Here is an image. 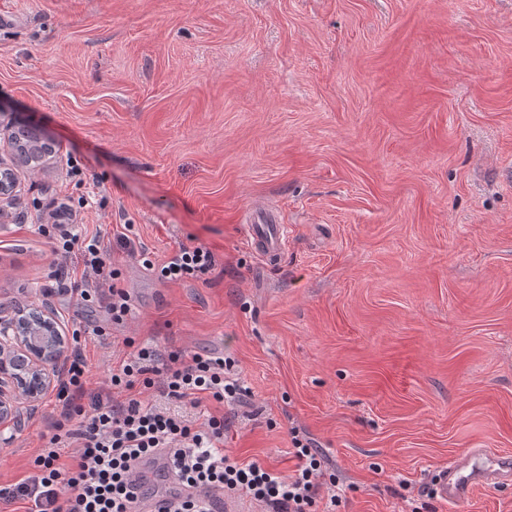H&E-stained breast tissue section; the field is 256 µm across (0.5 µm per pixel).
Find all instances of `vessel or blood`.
Instances as JSON below:
<instances>
[{
  "instance_id": "obj_1",
  "label": "vessel or blood",
  "mask_w": 512,
  "mask_h": 512,
  "mask_svg": "<svg viewBox=\"0 0 512 512\" xmlns=\"http://www.w3.org/2000/svg\"><path fill=\"white\" fill-rule=\"evenodd\" d=\"M247 232L250 246L270 259L281 253L288 239L287 225L277 223L274 214L266 210L255 213ZM509 477H512V466L486 459L482 450L471 448L441 471L435 490L442 499L463 501L474 486Z\"/></svg>"
}]
</instances>
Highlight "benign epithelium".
Segmentation results:
<instances>
[{"label": "benign epithelium", "instance_id": "7a95c632", "mask_svg": "<svg viewBox=\"0 0 512 512\" xmlns=\"http://www.w3.org/2000/svg\"><path fill=\"white\" fill-rule=\"evenodd\" d=\"M0 135L13 158L39 162L58 153L56 144L32 126L6 125ZM13 170L0 160V219L16 204ZM54 310L18 305L0 311V444H9L22 422L23 409L34 406L53 386L58 363L70 344Z\"/></svg>", "mask_w": 512, "mask_h": 512}]
</instances>
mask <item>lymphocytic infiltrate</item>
Masks as SVG:
<instances>
[{"label": "lymphocytic infiltrate", "instance_id": "1", "mask_svg": "<svg viewBox=\"0 0 512 512\" xmlns=\"http://www.w3.org/2000/svg\"><path fill=\"white\" fill-rule=\"evenodd\" d=\"M92 204L84 193L31 202L37 223L52 232L57 249L76 255L82 267L80 276H61L59 291L84 304L105 302L108 321L120 326L131 304L117 285L119 271L99 234L75 230ZM116 242L164 282L198 280L215 267L213 252L202 245L180 246L156 262L128 234L118 235ZM89 373L80 352L61 369L58 397L66 420L55 424L29 474L0 486V503L13 512H141L131 474L137 461L158 450L167 451L176 481L207 491L171 502L164 512H222L225 495L248 498L260 512H317L321 501L337 503L334 487L321 480L320 452L306 439L293 437L298 464L288 475L225 452L224 414L209 406L239 402L244 390L223 355L165 354L137 346L113 371L109 388L91 387ZM151 390L157 399H145Z\"/></svg>", "mask_w": 512, "mask_h": 512}]
</instances>
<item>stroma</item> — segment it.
<instances>
[{
    "label": "stroma",
    "mask_w": 512,
    "mask_h": 512,
    "mask_svg": "<svg viewBox=\"0 0 512 512\" xmlns=\"http://www.w3.org/2000/svg\"><path fill=\"white\" fill-rule=\"evenodd\" d=\"M0 120L59 146L15 165L23 197L101 206L81 231L112 252L132 311L56 292L75 256L38 224L0 222V307L50 303L86 333L93 386L125 337L219 352L245 405L224 446L291 472L312 442L335 512H512V480L433 496L465 449L512 457V0H0ZM288 227L274 261L249 210ZM153 259L204 245L207 281L163 283ZM49 392L0 449L23 478L61 420Z\"/></svg>",
    "instance_id": "35a3bbf8"
}]
</instances>
